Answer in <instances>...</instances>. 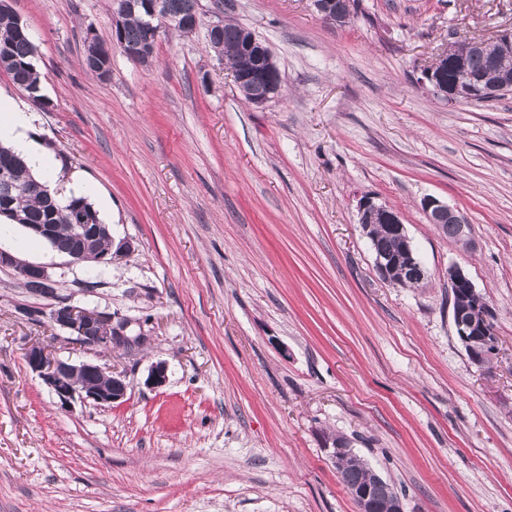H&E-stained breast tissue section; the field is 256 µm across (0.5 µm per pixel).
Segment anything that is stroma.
Listing matches in <instances>:
<instances>
[{"mask_svg":"<svg viewBox=\"0 0 512 512\" xmlns=\"http://www.w3.org/2000/svg\"><path fill=\"white\" fill-rule=\"evenodd\" d=\"M7 2L43 100L2 73L0 93L134 249L75 265L13 224L0 250L145 339L80 350L0 267V512H359L335 436L404 512H512V95L450 103L418 82L450 38L512 26V0H359L342 25L311 0H223L280 68L263 108L204 31L162 36L147 65L113 50L102 81L85 39L110 40L112 0ZM367 197L401 214L424 283L378 274ZM427 197L468 217L473 250L428 224ZM453 264L493 311L490 369L455 333ZM36 342L120 374L125 399L61 404L24 359Z\"/></svg>","mask_w":512,"mask_h":512,"instance_id":"obj_1","label":"stroma"}]
</instances>
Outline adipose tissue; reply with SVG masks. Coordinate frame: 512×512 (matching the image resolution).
Masks as SVG:
<instances>
[{"label":"adipose tissue","instance_id":"1","mask_svg":"<svg viewBox=\"0 0 512 512\" xmlns=\"http://www.w3.org/2000/svg\"><path fill=\"white\" fill-rule=\"evenodd\" d=\"M33 116L13 99L0 95V137L8 138L13 151L38 168L44 181H52L58 161L53 154L29 139L25 131L31 126Z\"/></svg>","mask_w":512,"mask_h":512}]
</instances>
